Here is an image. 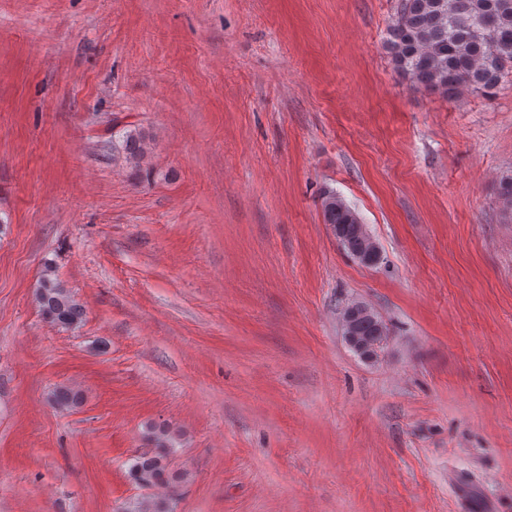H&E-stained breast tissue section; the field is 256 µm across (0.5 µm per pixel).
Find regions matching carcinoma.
<instances>
[{
    "label": "carcinoma",
    "instance_id": "carcinoma-1",
    "mask_svg": "<svg viewBox=\"0 0 512 512\" xmlns=\"http://www.w3.org/2000/svg\"><path fill=\"white\" fill-rule=\"evenodd\" d=\"M394 65L416 87L454 96L465 90L490 91L512 72V0H400L389 43ZM324 222L343 249L360 264L381 259L379 247H370L372 236L359 216L333 192L324 193ZM36 299L45 318L66 329L77 327L85 313L75 295L45 267ZM341 318L348 326L363 360L379 357L389 338V328L379 315L362 303L347 304ZM69 387L52 392L54 405L62 410L79 404ZM156 451L144 453L130 467V478L142 489L170 488L180 475L168 468L166 429L148 433Z\"/></svg>",
    "mask_w": 512,
    "mask_h": 512
}]
</instances>
